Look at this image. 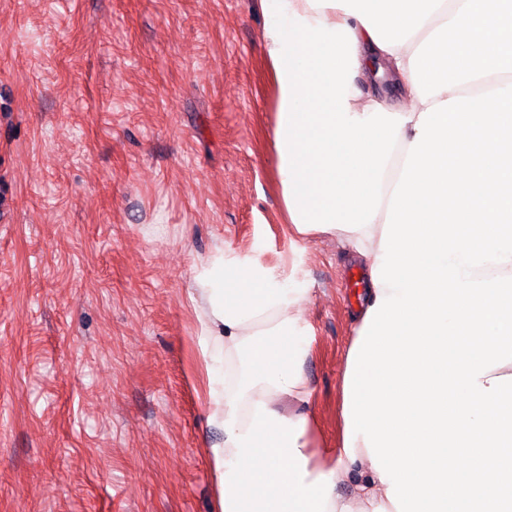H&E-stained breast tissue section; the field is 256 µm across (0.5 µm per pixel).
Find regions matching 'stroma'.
I'll list each match as a JSON object with an SVG mask.
<instances>
[{
	"label": "stroma",
	"mask_w": 512,
	"mask_h": 512,
	"mask_svg": "<svg viewBox=\"0 0 512 512\" xmlns=\"http://www.w3.org/2000/svg\"><path fill=\"white\" fill-rule=\"evenodd\" d=\"M257 0H0V512H214L189 297L223 248L303 289L342 444L365 269L284 221Z\"/></svg>",
	"instance_id": "1"
}]
</instances>
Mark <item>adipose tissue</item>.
Listing matches in <instances>:
<instances>
[{"label":"adipose tissue","mask_w":512,"mask_h":512,"mask_svg":"<svg viewBox=\"0 0 512 512\" xmlns=\"http://www.w3.org/2000/svg\"><path fill=\"white\" fill-rule=\"evenodd\" d=\"M258 3L286 221L340 235L366 299L319 468L300 289L254 255L196 267L218 512H505L512 0ZM383 74L391 104L362 90Z\"/></svg>","instance_id":"adipose-tissue-1"}]
</instances>
